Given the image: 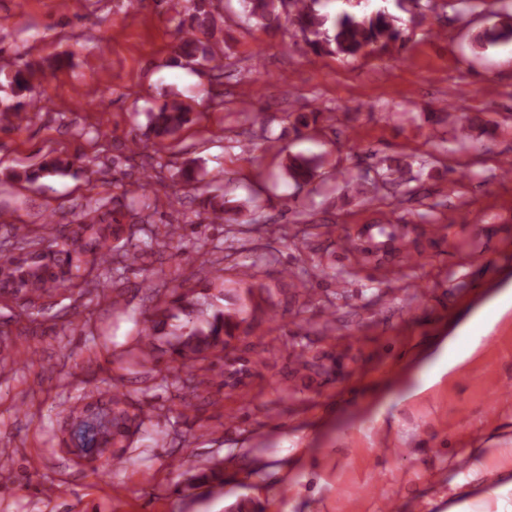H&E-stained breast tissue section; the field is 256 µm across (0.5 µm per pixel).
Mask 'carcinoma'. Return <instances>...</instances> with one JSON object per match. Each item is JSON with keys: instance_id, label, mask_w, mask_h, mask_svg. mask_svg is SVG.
<instances>
[{"instance_id": "1", "label": "carcinoma", "mask_w": 512, "mask_h": 512, "mask_svg": "<svg viewBox=\"0 0 512 512\" xmlns=\"http://www.w3.org/2000/svg\"><path fill=\"white\" fill-rule=\"evenodd\" d=\"M250 15L263 20H278L280 16L293 25L302 39L316 54H336L356 58L389 52L401 38V31L392 17L384 11L357 15L342 11L329 18L317 9L320 0H242ZM215 0H191L187 10L188 25L179 30L175 46L177 59L187 66L207 67L222 71L224 62L203 43L199 35H211L215 29ZM192 122L189 107L172 100L158 111L149 113L150 135L131 142V153L136 155L160 144ZM73 165L68 159L52 157L36 168L24 172L27 182H36ZM288 176L296 185H307L316 175L313 161L302 156H288ZM210 220L221 224L228 209L224 199L208 198ZM121 210L106 209L100 200L86 206L77 221L60 228L49 223L31 228L27 224L14 225L12 249L0 254V288L8 295L23 300L29 322L37 321L43 300L66 291L83 293L90 283L118 288L124 277V268L112 267L109 257L112 248L129 241L125 237L126 224ZM184 226L165 224L155 237L134 245L130 252L132 262L154 254V248L179 249L183 241ZM383 239L375 242L380 249H388L397 242L407 247L411 241L397 234L396 228L381 231ZM224 299V275L217 273L204 279L201 289L172 288L171 299L158 298L153 292L152 314L142 321L135 338L136 364L147 366L157 360V353L170 352L176 363L172 386L182 412L193 411L199 390L209 381L208 373L224 360L228 338L239 327V316L244 309L230 310L219 304ZM185 375H180V372ZM66 411L72 424L79 426L76 447L90 451L104 443V433L112 432V447H131L133 438L144 425L147 416L142 407H131L120 391L112 394V411L100 413L98 424L86 422L90 405L79 398L70 403Z\"/></svg>"}]
</instances>
